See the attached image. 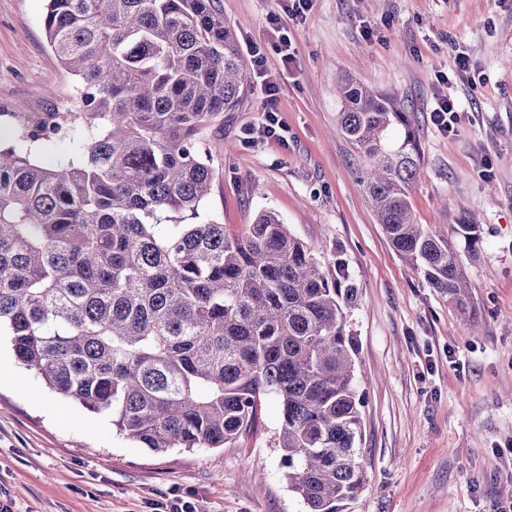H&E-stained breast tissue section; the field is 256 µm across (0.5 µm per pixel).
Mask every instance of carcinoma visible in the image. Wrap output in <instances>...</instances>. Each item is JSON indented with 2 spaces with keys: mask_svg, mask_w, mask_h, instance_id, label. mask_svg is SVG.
I'll list each match as a JSON object with an SVG mask.
<instances>
[{
  "mask_svg": "<svg viewBox=\"0 0 512 512\" xmlns=\"http://www.w3.org/2000/svg\"><path fill=\"white\" fill-rule=\"evenodd\" d=\"M48 45L79 109L0 145V330L56 394L156 452L222 448L281 406L277 447L307 512L364 490L356 339L341 288L273 211L240 235L200 222L203 133L239 102L245 64L217 0H47ZM341 131L396 253L470 304L459 245L482 225L414 221L410 113L342 79Z\"/></svg>",
  "mask_w": 512,
  "mask_h": 512,
  "instance_id": "carcinoma-1",
  "label": "carcinoma"
}]
</instances>
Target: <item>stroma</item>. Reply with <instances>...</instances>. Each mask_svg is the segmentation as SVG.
I'll return each instance as SVG.
<instances>
[{"mask_svg":"<svg viewBox=\"0 0 512 512\" xmlns=\"http://www.w3.org/2000/svg\"><path fill=\"white\" fill-rule=\"evenodd\" d=\"M240 44H258L280 85L285 140L257 135L265 91L246 77L238 105L203 134L214 169L202 219L241 233L274 211L356 298V380L368 476L344 512H498L512 502V0H220ZM46 0H0V113L61 110L75 81L48 46ZM372 38H365L364 28ZM287 34L294 59L273 49ZM462 106L453 133L431 121L438 82ZM404 101L422 153L416 223L459 212L482 226L465 260L471 304L429 288L390 245L357 176L365 162L338 125L339 79ZM0 507L9 512H162L179 490L198 512H306L280 465L278 402L224 448L158 453L52 392L0 338Z\"/></svg>","mask_w":512,"mask_h":512,"instance_id":"35a3bbf8","label":"stroma"}]
</instances>
